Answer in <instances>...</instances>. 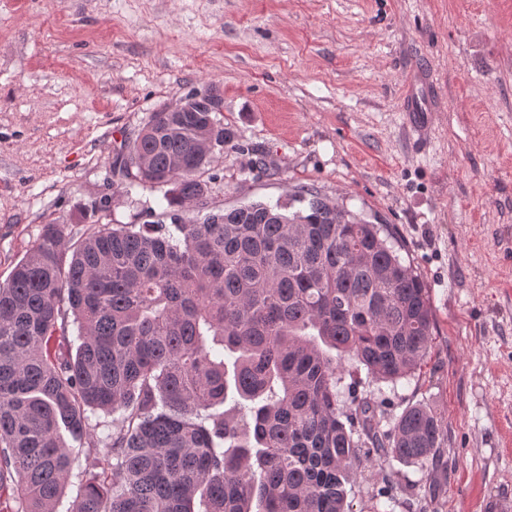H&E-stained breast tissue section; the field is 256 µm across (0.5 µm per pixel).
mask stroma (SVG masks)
I'll list each match as a JSON object with an SVG mask.
<instances>
[{
	"instance_id": "35a3bbf8",
	"label": "stroma",
	"mask_w": 512,
	"mask_h": 512,
	"mask_svg": "<svg viewBox=\"0 0 512 512\" xmlns=\"http://www.w3.org/2000/svg\"><path fill=\"white\" fill-rule=\"evenodd\" d=\"M442 90L426 150L407 73ZM220 90L233 142L203 173L210 210L311 186L390 225L434 312L421 371L374 384L344 360L342 402L382 422L424 403L438 461L358 470L353 512H512V0H0V279L43 224L109 198L116 224L168 223L162 192L112 184L150 112Z\"/></svg>"
}]
</instances>
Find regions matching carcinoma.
Wrapping results in <instances>:
<instances>
[{
    "instance_id": "cac0c4a2",
    "label": "carcinoma",
    "mask_w": 512,
    "mask_h": 512,
    "mask_svg": "<svg viewBox=\"0 0 512 512\" xmlns=\"http://www.w3.org/2000/svg\"><path fill=\"white\" fill-rule=\"evenodd\" d=\"M231 139L211 112L150 113L112 184L164 190L172 227L114 224L101 201L43 225L0 281L5 512H55L81 454L101 471L71 512H352L359 468L443 447L429 405L384 429L336 391L344 355L394 383L430 353L428 289L388 225L309 186L183 220L205 204L210 145ZM89 410L119 415L102 447Z\"/></svg>"
}]
</instances>
